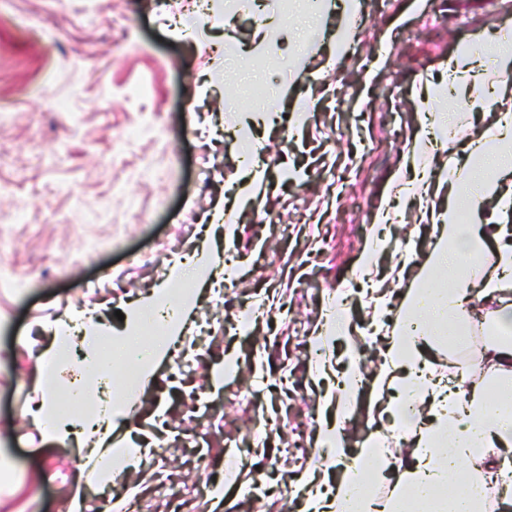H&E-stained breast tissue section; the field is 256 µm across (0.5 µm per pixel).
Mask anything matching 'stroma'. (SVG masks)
<instances>
[{
    "mask_svg": "<svg viewBox=\"0 0 512 512\" xmlns=\"http://www.w3.org/2000/svg\"><path fill=\"white\" fill-rule=\"evenodd\" d=\"M168 2L162 11L154 0H0V512H64L77 476L75 447L40 444L30 417L41 399L36 359L55 320L87 312L121 328L116 310L204 242L227 248L236 285L197 298L188 335L208 331L194 370L161 363L139 387L137 415L118 422L115 440L153 449L118 470L119 494L142 512H165L154 489L158 459L188 512H211L200 488L259 427L262 405L267 442L239 466V484L271 475L280 490L259 512H299L298 479L324 461L315 450L321 398L348 359L359 361L362 382L347 447L391 425L371 408L374 351L433 244L417 206L394 192L411 176L406 155L419 120L501 95L470 76L449 84L448 70L478 37L475 69L492 70L497 37L512 32V0H360L353 28L345 0H264L260 22L253 0H232L227 16H199L193 41L171 20L181 0ZM263 28L271 39L261 40ZM228 40L237 45L231 57ZM495 120V111L470 110L438 141L437 163H462L463 146ZM242 128L268 162L264 196L237 206L249 172L238 160ZM389 203L390 222L376 226ZM266 213L274 223H258ZM374 227L384 245L365 274ZM250 298L257 320L226 335ZM336 307L351 331L328 341L332 373L321 378L307 351ZM490 311L480 302L471 311L469 347L428 351L449 385L491 386L480 365ZM228 353L239 366L212 386ZM299 435L314 455L277 454ZM190 436L208 438L206 460L185 447Z\"/></svg>",
    "mask_w": 512,
    "mask_h": 512,
    "instance_id": "35a3bbf8",
    "label": "stroma"
}]
</instances>
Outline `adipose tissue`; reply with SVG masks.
I'll list each match as a JSON object with an SVG mask.
<instances>
[{"label":"adipose tissue","instance_id":"1","mask_svg":"<svg viewBox=\"0 0 512 512\" xmlns=\"http://www.w3.org/2000/svg\"><path fill=\"white\" fill-rule=\"evenodd\" d=\"M512 169V112L503 111L495 129L472 145L460 171L466 185L454 203L425 213L436 232L428 257L430 274L412 289L407 305L392 329L383 353V369L373 382V403L380 414L402 428L412 452L402 467H395L388 450L369 441L359 457L349 460L335 490H314L313 476L303 479L309 490L303 512H484L487 476L512 456V343L493 341L485 347L483 362L492 372L493 389L477 385L457 391L430 370L424 360L428 342L450 344L466 332L469 304L480 293L498 296L496 326L512 327V226L496 225L486 235L479 220L488 204L500 213L512 211V194L502 191L500 176ZM474 216L471 224L455 223L457 205ZM494 242L497 260L484 268L487 242ZM222 258L208 249L196 251L190 262L174 263L164 279L147 294L128 303L124 329L99 331L96 319L68 315L57 322L52 342L37 358L36 385L51 377L71 374L80 391L94 404L80 418L59 415L54 402L41 400L31 413L43 443L86 446L79 456L78 471L92 470L99 483L112 482L115 464L136 467L140 451L116 448L112 429L130 411V393L112 397L105 384L112 379V364L128 362L140 373L152 376L165 359L169 342L185 334L191 304L174 300V285L193 280L211 284ZM446 271L449 286L434 284L432 275ZM167 311L164 335L154 347L142 346L137 331L154 313ZM358 365L349 362L335 392L327 393L325 406L336 409L335 421L322 425L320 447L337 458H347L344 421L360 382ZM384 488V495L362 492L363 483Z\"/></svg>","mask_w":512,"mask_h":512}]
</instances>
